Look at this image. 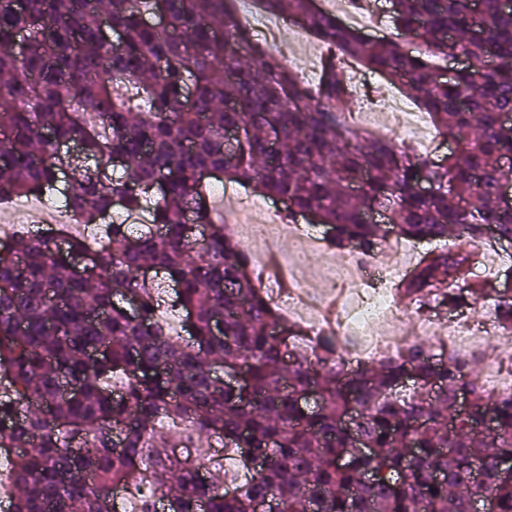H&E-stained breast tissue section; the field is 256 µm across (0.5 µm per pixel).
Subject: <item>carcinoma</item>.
<instances>
[{"label":"carcinoma","mask_w":512,"mask_h":512,"mask_svg":"<svg viewBox=\"0 0 512 512\" xmlns=\"http://www.w3.org/2000/svg\"><path fill=\"white\" fill-rule=\"evenodd\" d=\"M234 0H0V202L40 194L62 168L68 207L90 224L115 203L149 207L155 231L108 225L89 253L62 229L0 244V448H17L11 512H116L113 489L150 495L140 512H471L476 495L512 512V396L486 395L475 365L418 341L375 365L347 361L332 338L300 331L261 294L247 250L211 218L212 182L272 199L288 220L308 212L339 249L373 259L382 235L367 222L389 207L393 234L470 241L488 224L512 238V7L502 0H391L407 51L372 41L316 0H258L306 27L333 57L310 84L252 39ZM163 14L156 29L145 18ZM125 35L106 47L100 19ZM32 41L14 51L16 35ZM479 33V40L472 39ZM459 53L469 67L441 84L432 63ZM360 66L409 91L456 144L439 165L409 145L361 134L336 105L351 95L340 70ZM194 93L187 96L186 80ZM241 131L236 148L224 132ZM81 145L83 159L62 146ZM126 174H108L113 158ZM426 178L435 191L421 195ZM208 229L202 239L191 226ZM479 254L432 251L401 286L421 305L463 315L487 292ZM150 272L183 312L163 318ZM498 324L512 334V268L498 289ZM137 301L130 316L121 300ZM223 331L214 333L218 321ZM246 368L226 385L213 369ZM413 373L411 393L404 379ZM317 391L319 404L303 394ZM471 409L457 415L456 397ZM494 429L482 431L487 411ZM183 425L259 476L232 492L226 471L175 454ZM481 461L485 480L470 481Z\"/></svg>","instance_id":"obj_1"}]
</instances>
